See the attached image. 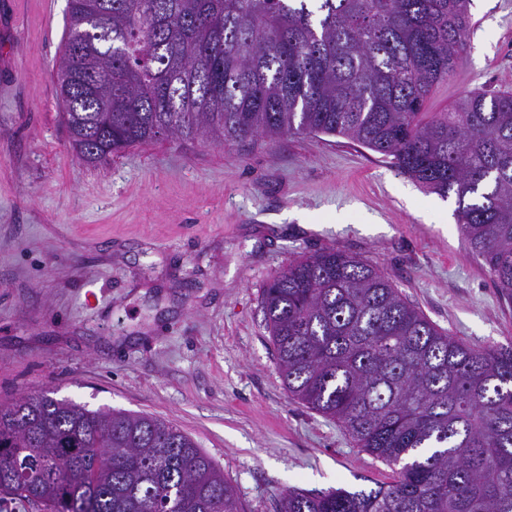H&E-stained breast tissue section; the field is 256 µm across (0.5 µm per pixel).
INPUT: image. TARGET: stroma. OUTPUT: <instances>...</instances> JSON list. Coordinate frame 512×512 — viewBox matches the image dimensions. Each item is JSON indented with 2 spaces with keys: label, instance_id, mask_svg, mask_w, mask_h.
I'll list each match as a JSON object with an SVG mask.
<instances>
[{
  "label": "stroma",
  "instance_id": "stroma-1",
  "mask_svg": "<svg viewBox=\"0 0 512 512\" xmlns=\"http://www.w3.org/2000/svg\"><path fill=\"white\" fill-rule=\"evenodd\" d=\"M467 49L427 111L512 92V0H470ZM67 0H0V402L53 390L175 424L246 512L288 489L377 488L391 466L289 399L261 310L302 257L342 250L474 347L512 345V303L453 199L341 136L164 139L90 165L56 72Z\"/></svg>",
  "mask_w": 512,
  "mask_h": 512
}]
</instances>
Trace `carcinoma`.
<instances>
[{"instance_id": "cac0c4a2", "label": "carcinoma", "mask_w": 512, "mask_h": 512, "mask_svg": "<svg viewBox=\"0 0 512 512\" xmlns=\"http://www.w3.org/2000/svg\"><path fill=\"white\" fill-rule=\"evenodd\" d=\"M469 0H69L57 85L87 164L163 137L338 135L455 199L460 233L512 302V92L427 112ZM288 396L397 467L376 489L288 491L277 512H512V347L472 348L355 255L264 288ZM243 512L170 422L49 391L0 404V512Z\"/></svg>"}]
</instances>
